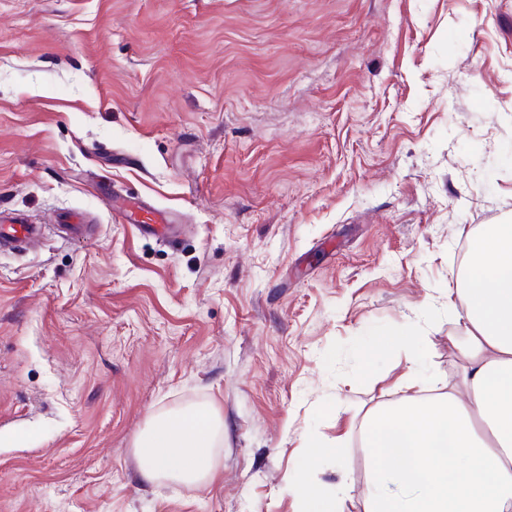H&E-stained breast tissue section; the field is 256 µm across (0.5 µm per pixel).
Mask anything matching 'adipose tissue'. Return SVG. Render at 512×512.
<instances>
[{
    "label": "adipose tissue",
    "mask_w": 512,
    "mask_h": 512,
    "mask_svg": "<svg viewBox=\"0 0 512 512\" xmlns=\"http://www.w3.org/2000/svg\"><path fill=\"white\" fill-rule=\"evenodd\" d=\"M465 397L405 396L363 428L369 491L363 512H512V224L470 237L460 272ZM224 421L189 406L151 421L134 454L142 478L211 483Z\"/></svg>",
    "instance_id": "1"
}]
</instances>
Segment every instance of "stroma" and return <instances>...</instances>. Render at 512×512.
<instances>
[{"mask_svg":"<svg viewBox=\"0 0 512 512\" xmlns=\"http://www.w3.org/2000/svg\"><path fill=\"white\" fill-rule=\"evenodd\" d=\"M0 210L42 227L0 251V512H300L302 475L363 512L384 336L459 386L468 239L512 220V0H0ZM197 404L215 479L144 481ZM112 210L124 224H134L142 235L155 238L167 235L170 228L180 222L178 217L153 206L112 205ZM224 421L212 406H188L151 421L137 436L134 454L142 478L188 487L211 483Z\"/></svg>","mask_w":512,"mask_h":512,"instance_id":"stroma-1","label":"stroma"}]
</instances>
